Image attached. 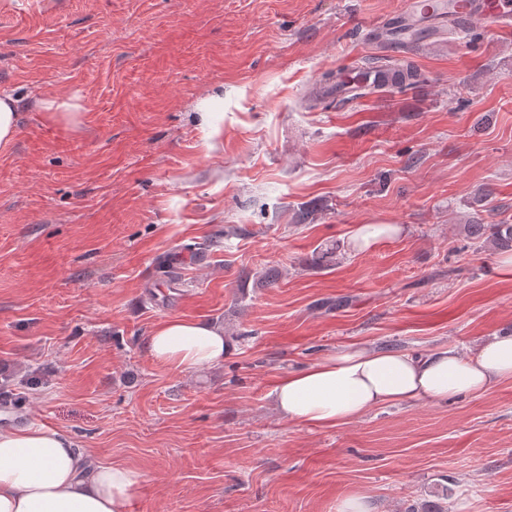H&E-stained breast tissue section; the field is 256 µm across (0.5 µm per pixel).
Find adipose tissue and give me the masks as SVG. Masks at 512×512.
I'll return each instance as SVG.
<instances>
[{
    "mask_svg": "<svg viewBox=\"0 0 512 512\" xmlns=\"http://www.w3.org/2000/svg\"><path fill=\"white\" fill-rule=\"evenodd\" d=\"M151 357L194 372L223 364L232 343L223 327L173 317L148 339ZM512 379V336H495L470 355L448 347L424 355L349 346L281 375L271 396L282 417L318 428L351 421L390 403L445 401ZM143 475L92 467L72 437L46 426L0 430V512H127Z\"/></svg>",
    "mask_w": 512,
    "mask_h": 512,
    "instance_id": "ef3b65f1",
    "label": "adipose tissue"
}]
</instances>
